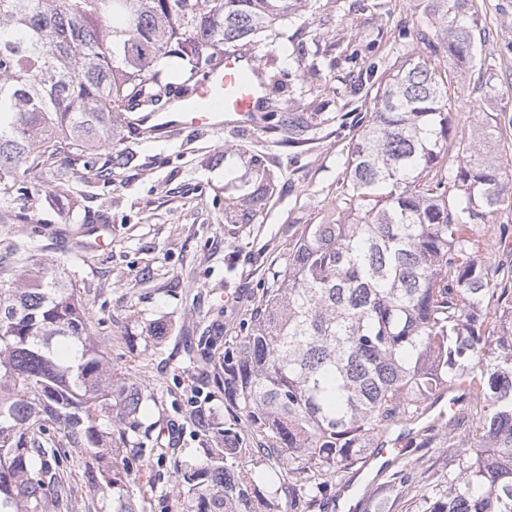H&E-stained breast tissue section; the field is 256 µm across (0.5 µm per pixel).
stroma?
Returning <instances> with one entry per match:
<instances>
[{"mask_svg": "<svg viewBox=\"0 0 512 512\" xmlns=\"http://www.w3.org/2000/svg\"><path fill=\"white\" fill-rule=\"evenodd\" d=\"M475 5L482 63L456 88L450 110L452 129L466 133L484 113L512 115V0ZM423 7L424 0H310L300 21L253 52L287 72L274 111L256 113L253 127L146 134L126 124L131 162L116 164L108 148L95 151L90 172L59 161L37 179L23 212L0 208V277L31 266L74 272L96 343L148 399L138 434L169 453L136 474L144 512H180L174 465L214 446L218 428L254 437L210 367L189 365L186 353L211 336L213 353L222 354L272 268L287 259L296 230L334 217L353 125L373 109L365 89L406 56L398 31L416 25ZM294 115L302 128L292 135ZM244 184L270 185L271 196L253 223H225L224 202ZM93 224L109 230L104 247L87 250ZM442 408L430 402L418 422L394 428L389 437L403 440L406 453L349 469L318 512H418L421 473L443 483L454 464L447 446L421 434L443 429Z\"/></svg>", "mask_w": 512, "mask_h": 512, "instance_id": "obj_1", "label": "stroma"}]
</instances>
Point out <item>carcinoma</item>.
<instances>
[{
  "mask_svg": "<svg viewBox=\"0 0 512 512\" xmlns=\"http://www.w3.org/2000/svg\"><path fill=\"white\" fill-rule=\"evenodd\" d=\"M307 0H0V207L31 195L61 154L115 159L127 112L192 99L226 52L281 34ZM473 0H427L402 30L426 52L371 86L336 218L306 224L285 264L213 364L224 400L262 440L218 430L176 469L181 512H312L376 436L467 382L463 440L448 435V482L422 481L420 512H512V268L476 228L512 212L502 112L451 134V87L480 49ZM268 190L247 188L224 221L250 224ZM146 398L90 336L72 278L0 279V512H69L65 452L91 460L86 486L112 512H141L133 475L164 457L133 440ZM59 436L46 434V423ZM279 486L256 484L257 464Z\"/></svg>",
  "mask_w": 512,
  "mask_h": 512,
  "instance_id": "cac0c4a2",
  "label": "carcinoma"
}]
</instances>
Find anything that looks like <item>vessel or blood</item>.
<instances>
[{
    "instance_id": "1",
    "label": "vessel or blood",
    "mask_w": 512,
    "mask_h": 512,
    "mask_svg": "<svg viewBox=\"0 0 512 512\" xmlns=\"http://www.w3.org/2000/svg\"><path fill=\"white\" fill-rule=\"evenodd\" d=\"M266 99L261 67L249 54H228L220 72H208L192 102L177 111L163 113L160 129L234 124L252 126L255 112Z\"/></svg>"
}]
</instances>
